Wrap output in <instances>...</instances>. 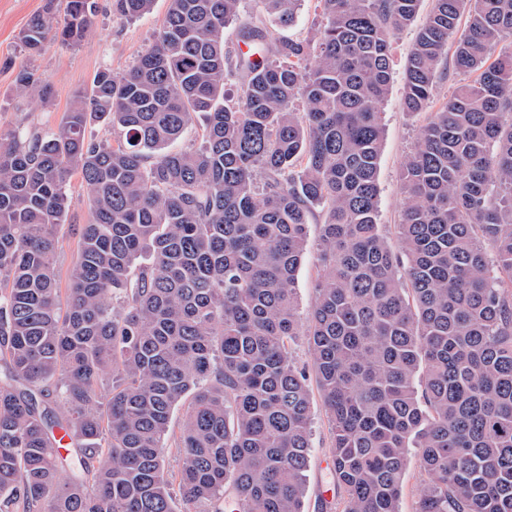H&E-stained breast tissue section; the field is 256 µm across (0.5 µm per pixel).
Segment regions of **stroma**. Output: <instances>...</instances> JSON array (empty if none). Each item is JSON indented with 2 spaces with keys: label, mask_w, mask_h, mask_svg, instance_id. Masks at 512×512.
Segmentation results:
<instances>
[{
  "label": "stroma",
  "mask_w": 512,
  "mask_h": 512,
  "mask_svg": "<svg viewBox=\"0 0 512 512\" xmlns=\"http://www.w3.org/2000/svg\"><path fill=\"white\" fill-rule=\"evenodd\" d=\"M53 5L56 15H63L65 0H0V131H25L57 127L64 112L72 105L76 93L89 85L96 71L109 69L117 73L132 66L137 56L152 42L161 27L169 0H155L151 13L127 20L114 13L112 0H97V13L89 34L75 46L49 41L37 56L28 55L19 40L29 19ZM415 27L397 32L391 44V92L383 107L384 141L378 165L379 222L388 242H395V224L403 207L401 174L405 157L412 151L421 129L432 112L447 102L453 90L466 77L440 67L434 98L428 110L406 111L403 100L406 60L415 38ZM28 69L35 83L28 92H18L14 77ZM67 190L72 206L58 229L59 243L55 267L59 288H67V270L78 250L75 227L90 223L91 206L79 177H70ZM321 233L319 222L308 226L311 248L296 280V298L300 318H307L315 299V285L320 270L316 248ZM310 464L307 471L303 512H321L320 489L332 483L333 473L327 461L333 432L321 398H314L311 409Z\"/></svg>",
  "instance_id": "stroma-1"
}]
</instances>
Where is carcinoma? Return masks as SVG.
<instances>
[{
	"label": "carcinoma",
	"instance_id": "obj_1",
	"mask_svg": "<svg viewBox=\"0 0 512 512\" xmlns=\"http://www.w3.org/2000/svg\"><path fill=\"white\" fill-rule=\"evenodd\" d=\"M241 2L169 0L154 43L97 71L56 129L0 136V512H224L226 496L301 512L312 395L288 347L319 215L306 336L341 512H400L412 448L417 512H512V0H434L419 29L408 111L431 103L448 56L477 77L404 162L397 250L378 224L382 109L390 38L420 0H318L305 40L240 20ZM258 2L289 26L301 0ZM52 3L21 34L32 56L92 26L95 0H67L60 26ZM153 3L112 7L132 19ZM233 22L251 52L231 61ZM195 112L203 145L169 150ZM74 173L93 220L63 300ZM182 403L175 490L165 437ZM312 220L308 225V237L310 250L302 262L296 280V298L298 302V313L303 326L306 325L308 313L315 299V285L320 270L319 254L317 243L321 233V218ZM423 474L420 469L417 449L412 448L408 456L405 480L400 497L401 512H415L421 493Z\"/></svg>",
	"mask_w": 512,
	"mask_h": 512
}]
</instances>
